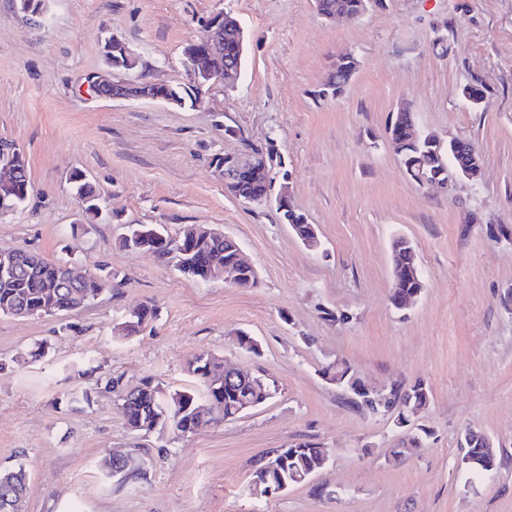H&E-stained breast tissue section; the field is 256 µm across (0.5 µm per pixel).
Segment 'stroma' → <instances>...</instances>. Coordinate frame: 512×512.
Here are the masks:
<instances>
[{
    "mask_svg": "<svg viewBox=\"0 0 512 512\" xmlns=\"http://www.w3.org/2000/svg\"><path fill=\"white\" fill-rule=\"evenodd\" d=\"M244 32L243 72L176 108L100 98L87 75L106 71V39L138 58L134 77L175 84L183 50L215 14ZM341 54L357 69L344 92H316ZM482 86L473 105L463 95ZM419 131L474 141L477 180L422 186L389 139L400 104ZM234 135H225V128ZM276 139L291 174L289 201L314 224L311 249L276 205L224 193L212 161ZM0 143L26 156L32 191L0 214V249L115 278L87 307L53 317L0 314V467L24 464L26 512H512V0H384L358 20L327 19L315 0H48L43 15L0 0ZM94 184L106 215L81 221L70 178ZM187 225L233 238L259 273L253 288L201 282L146 251L122 248L117 225ZM410 239L424 289L404 310L390 301L391 243ZM155 319L115 329L143 302ZM247 333L259 354L239 348ZM207 351L227 366L264 370L266 404L188 436L132 433L112 394L72 395L97 380L151 377L167 391L197 385ZM348 360L369 387L429 390L399 427L357 410L322 367ZM487 434L498 470L460 468L458 439ZM431 435L401 458L409 429ZM310 441L328 454L312 481L262 499L255 461ZM133 457L127 475L102 461Z\"/></svg>",
    "mask_w": 512,
    "mask_h": 512,
    "instance_id": "stroma-1",
    "label": "stroma"
}]
</instances>
